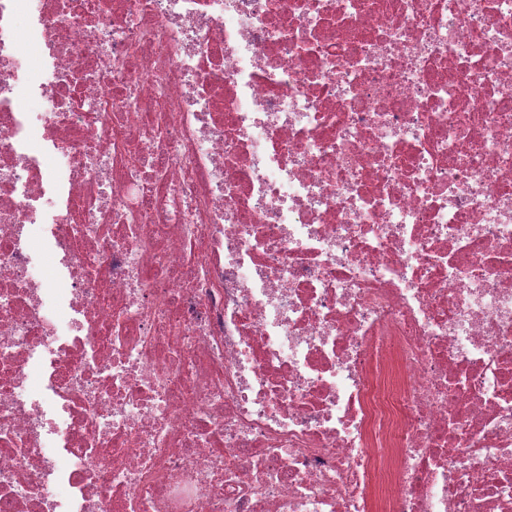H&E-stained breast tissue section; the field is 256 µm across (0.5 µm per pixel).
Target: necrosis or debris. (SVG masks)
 Masks as SVG:
<instances>
[{
    "label": "necrosis or debris",
    "instance_id": "4bbe7bcc",
    "mask_svg": "<svg viewBox=\"0 0 512 512\" xmlns=\"http://www.w3.org/2000/svg\"><path fill=\"white\" fill-rule=\"evenodd\" d=\"M0 512H512V0H0Z\"/></svg>",
    "mask_w": 512,
    "mask_h": 512
}]
</instances>
